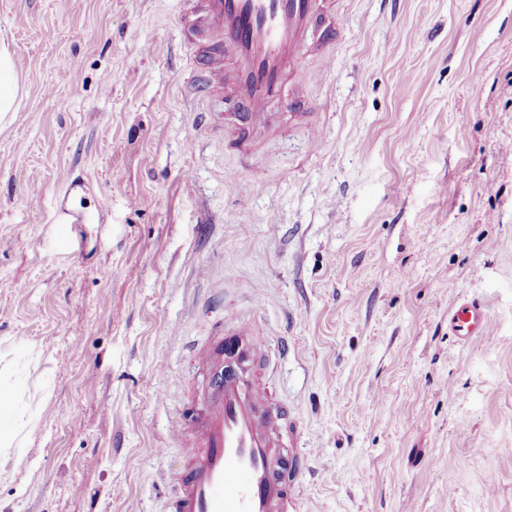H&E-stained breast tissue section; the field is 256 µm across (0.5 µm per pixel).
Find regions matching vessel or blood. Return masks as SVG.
Returning a JSON list of instances; mask_svg holds the SVG:
<instances>
[{
	"mask_svg": "<svg viewBox=\"0 0 512 512\" xmlns=\"http://www.w3.org/2000/svg\"><path fill=\"white\" fill-rule=\"evenodd\" d=\"M325 11V0H190L179 26L198 37L200 81L187 87L188 96L232 87L245 108L243 125L269 127L276 119L269 104L298 69ZM448 313L463 342L487 336L483 302L455 300ZM215 331L214 346L192 349L210 365L211 387L174 426L187 461L171 479L168 512H288L299 463L280 449L288 410L273 401L257 372L266 344L243 319L216 324Z\"/></svg>",
	"mask_w": 512,
	"mask_h": 512,
	"instance_id": "1",
	"label": "vessel or blood"
}]
</instances>
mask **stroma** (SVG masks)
<instances>
[{"mask_svg":"<svg viewBox=\"0 0 512 512\" xmlns=\"http://www.w3.org/2000/svg\"><path fill=\"white\" fill-rule=\"evenodd\" d=\"M185 8L0 0V512H167L222 314L269 348L293 512H512V0H334L290 79L314 121L283 95L246 139L185 95ZM18 94L15 62L4 45L0 46V119L14 112ZM451 331L465 343L485 337L489 332L488 311L483 302L453 300L448 305Z\"/></svg>","mask_w":512,"mask_h":512,"instance_id":"obj_1","label":"stroma"}]
</instances>
